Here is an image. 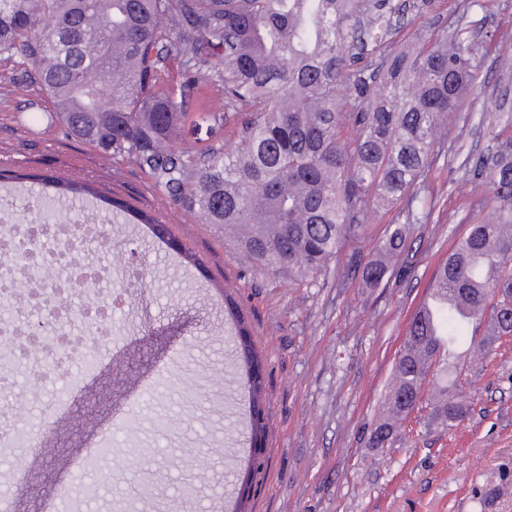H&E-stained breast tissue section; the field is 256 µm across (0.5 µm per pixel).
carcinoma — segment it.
Returning <instances> with one entry per match:
<instances>
[{
	"instance_id": "obj_1",
	"label": "carcinoma",
	"mask_w": 512,
	"mask_h": 512,
	"mask_svg": "<svg viewBox=\"0 0 512 512\" xmlns=\"http://www.w3.org/2000/svg\"><path fill=\"white\" fill-rule=\"evenodd\" d=\"M402 10L391 0H0V60L20 72L14 87L50 98L49 117L69 136L138 166L200 223L224 225L251 263L303 282L343 241L364 235L377 207L409 197L441 122L473 89L475 47L458 35L360 65ZM194 102L218 129L247 115L233 150L183 146ZM347 121L356 127L351 146ZM471 167L499 205L439 267L431 318L421 308L413 315L378 445L405 419L402 401L421 395L441 347L465 343L489 298L499 310L473 351L512 335V137L492 135ZM53 188L73 199L96 194L71 181ZM418 222L408 209L363 263L366 283L382 282ZM241 350L253 437L268 422L258 358L245 340ZM430 409L446 427L465 414L446 386Z\"/></svg>"
}]
</instances>
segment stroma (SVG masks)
Masks as SVG:
<instances>
[{
	"label": "stroma",
	"instance_id": "stroma-1",
	"mask_svg": "<svg viewBox=\"0 0 512 512\" xmlns=\"http://www.w3.org/2000/svg\"><path fill=\"white\" fill-rule=\"evenodd\" d=\"M478 46L475 91L442 126L431 164L413 190L371 215L364 237L346 242L310 285L254 266L224 242V228L151 188L141 170L115 164L61 126L27 121L23 98L0 61V213L35 221L47 179L92 182L171 228L172 245L143 224L113 221L108 210L61 201L71 222L100 225L124 253L120 263L88 245L78 260L106 268L100 298L121 295L112 343L93 369L73 360L38 393L23 371L0 386V420L23 405L32 450L0 458V493L12 512H178L193 475L197 512H512V336L472 363L457 355L455 392L466 415L451 427L427 410L407 418L386 445L373 432L387 417L395 358L408 324L430 291L439 263L495 206L467 160L491 132L494 104L512 113V66L498 57L512 43V0H436L425 15L406 11L388 48L432 47L454 30ZM40 175L19 185L15 173ZM422 213L383 282L365 285L354 254L372 253L406 208ZM199 266L185 265L179 249ZM244 316L262 358L268 430L258 493L237 498L250 468L246 367L229 341L233 313ZM105 449L101 470L83 452ZM111 476L97 499L72 497L77 485Z\"/></svg>",
	"mask_w": 512,
	"mask_h": 512
}]
</instances>
